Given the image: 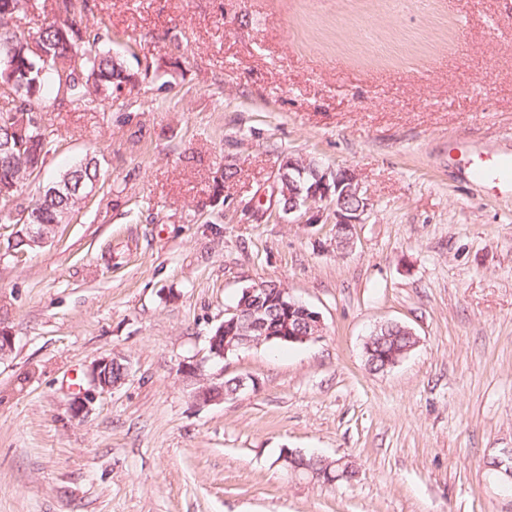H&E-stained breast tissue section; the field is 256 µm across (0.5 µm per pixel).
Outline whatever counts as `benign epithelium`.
Segmentation results:
<instances>
[{"label":"benign epithelium","mask_w":512,"mask_h":512,"mask_svg":"<svg viewBox=\"0 0 512 512\" xmlns=\"http://www.w3.org/2000/svg\"><path fill=\"white\" fill-rule=\"evenodd\" d=\"M334 199L336 206V248L345 249L353 243L356 224L367 211L369 203L361 194L355 173L322 172L302 202H294L288 212L311 210L317 204ZM352 199L355 204L348 205ZM27 213H12L11 219L20 228L17 239L30 248L47 243L55 232V224H30ZM274 305L280 313L278 326L270 329L263 318L266 307ZM325 325L320 314L296 300L283 286L270 290L265 284L245 288L238 304L224 314V321L209 338L207 360L222 361L242 348L260 346L273 341L305 343L324 335ZM129 367L118 359H102L92 367V383L97 389L109 391L122 383ZM183 380L192 386L191 395L200 406L224 401V384L205 377L203 364L184 363L179 368ZM494 469L502 488L512 487V448H501L495 457Z\"/></svg>","instance_id":"benign-epithelium-1"}]
</instances>
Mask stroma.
I'll return each mask as SVG.
<instances>
[{
	"label": "stroma",
	"instance_id": "obj_1",
	"mask_svg": "<svg viewBox=\"0 0 512 512\" xmlns=\"http://www.w3.org/2000/svg\"><path fill=\"white\" fill-rule=\"evenodd\" d=\"M86 17L141 79L43 114L57 150L20 200L93 156L86 208L22 257L0 224V512H512L485 464L512 448V197L458 168L464 146L512 153V0H87ZM290 158L356 174L351 248L328 203L276 204ZM269 281L324 335L207 361L225 310ZM387 322L419 343L376 373L363 345ZM106 357L130 369L103 393ZM196 360L258 386L196 405L177 373ZM284 448L358 475L289 478Z\"/></svg>",
	"mask_w": 512,
	"mask_h": 512
}]
</instances>
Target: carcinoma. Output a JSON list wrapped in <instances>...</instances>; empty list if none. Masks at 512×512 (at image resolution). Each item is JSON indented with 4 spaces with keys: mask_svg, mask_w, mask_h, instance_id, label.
I'll return each mask as SVG.
<instances>
[{
    "mask_svg": "<svg viewBox=\"0 0 512 512\" xmlns=\"http://www.w3.org/2000/svg\"><path fill=\"white\" fill-rule=\"evenodd\" d=\"M30 0H0V57L14 50L12 71L0 67V84L11 85L16 94L12 106L0 107V189H10L9 196H19L25 182L38 175L50 154L57 149L55 139L42 122L41 112L46 108L48 93L56 94L54 101L74 108L100 104L112 97V91L135 83V74L129 72L124 62L112 50L100 45V36L92 33L85 19L87 6L76 0H53L52 16L45 21L34 36L35 41L52 58L80 59L84 77L72 79L66 97L59 98V83L51 68L34 52L26 48L31 33L13 24L14 17L24 10ZM106 88L107 95L100 93ZM70 178L72 189L62 195L39 198L31 204V215L37 224H57L64 213L75 214L85 207L87 198L79 184L103 179L100 165L95 158H86L60 173L55 181ZM313 176L298 169H285L281 179L280 197L283 210L307 191ZM409 339L399 332H388L382 350L373 368L383 363V355L399 352ZM328 464L318 458L306 456L298 461V475L308 478L313 472H322Z\"/></svg>",
    "mask_w": 512,
    "mask_h": 512,
    "instance_id": "obj_1",
    "label": "carcinoma"
}]
</instances>
